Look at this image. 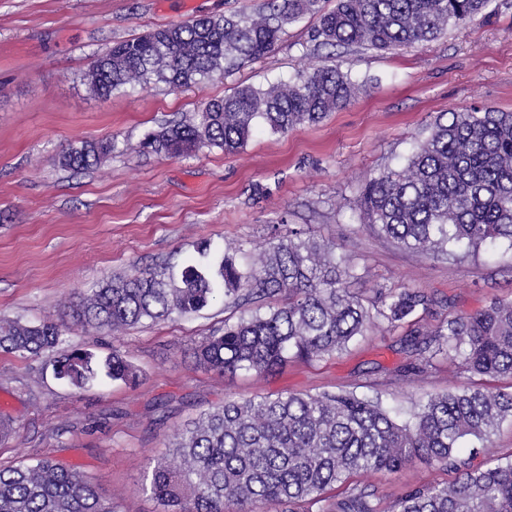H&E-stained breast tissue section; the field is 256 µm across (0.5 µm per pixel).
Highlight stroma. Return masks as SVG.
I'll return each instance as SVG.
<instances>
[{
    "label": "stroma",
    "instance_id": "stroma-1",
    "mask_svg": "<svg viewBox=\"0 0 512 512\" xmlns=\"http://www.w3.org/2000/svg\"><path fill=\"white\" fill-rule=\"evenodd\" d=\"M264 0H0V316L62 318L71 297L131 267L180 271L225 247L256 252L271 230L335 241L370 301L404 286L435 306L398 327L379 323L346 350L289 361L274 374L221 375L195 367L190 349L236 310L213 301L113 335L73 328L72 346L99 355L120 350L141 371L136 386L99 378L77 390L57 379L48 358L0 353V466L41 458L78 465L121 512H163L141 484L174 434L224 398L339 389L380 396L408 412L424 396L466 381L447 360L420 380L401 376L419 363L407 336L491 299H512V247L461 258L405 251L365 226L358 196L366 177L405 160L439 113L491 106L512 112V0H489L475 21L438 38L384 53L335 48L333 60L359 86L357 98L316 125L285 134L258 129L236 154L200 150L179 157L142 153L147 132L192 118L203 102L239 85L268 86L294 76L320 53L310 18L288 26L275 50L226 78L177 90L158 84L93 95L85 74L113 43L203 15L259 8ZM115 138L99 165L61 167L69 144ZM422 462L353 477V485L392 500L446 481Z\"/></svg>",
    "mask_w": 512,
    "mask_h": 512
}]
</instances>
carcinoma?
<instances>
[{"mask_svg":"<svg viewBox=\"0 0 512 512\" xmlns=\"http://www.w3.org/2000/svg\"><path fill=\"white\" fill-rule=\"evenodd\" d=\"M488 0H265L254 11L205 16L151 30L107 48L85 79L108 96L127 87L163 83L176 90L216 74L229 75L271 54L287 26L315 19L320 47L364 46L392 51L428 42L450 26L483 13ZM357 85L337 65H309L267 87L237 86L207 101L187 122L148 134L143 149L181 155L200 148L239 152L263 127L285 134L316 124L350 104ZM114 139L82 141L60 157L83 170L100 163ZM368 226L399 247L434 258L473 253L499 239L512 243V113L492 107L441 113L406 163L368 178L359 195ZM228 247L221 259L174 274L166 267L131 268L81 297L72 322L121 332L173 314L197 313L221 298L227 308L268 303L237 320L224 319L193 349L196 364L234 375L270 372L290 359L311 361L343 351L379 321L396 327L434 299L409 287L379 289L371 305L353 292L354 263L336 255L332 240L290 230L275 235L244 263ZM71 326L0 318V352L39 358L49 352L57 378L83 389L100 374L126 385L141 372L118 350L105 359L88 348H66ZM411 343L420 364L403 370L420 377L435 357L460 359L471 381L419 400L402 421L379 398L354 391L226 399L177 433L173 461L147 476L164 512H254L261 503L296 512H512V459L484 469L462 458L464 442L489 447L512 418V391L481 387L472 378L512 379V300L448 318L436 330L416 329ZM424 461L456 474L451 483L419 487L389 502L351 478L395 471ZM342 489L339 494L334 490ZM0 512H119L75 465L42 459L0 466Z\"/></svg>","mask_w":512,"mask_h":512,"instance_id":"1","label":"carcinoma"}]
</instances>
